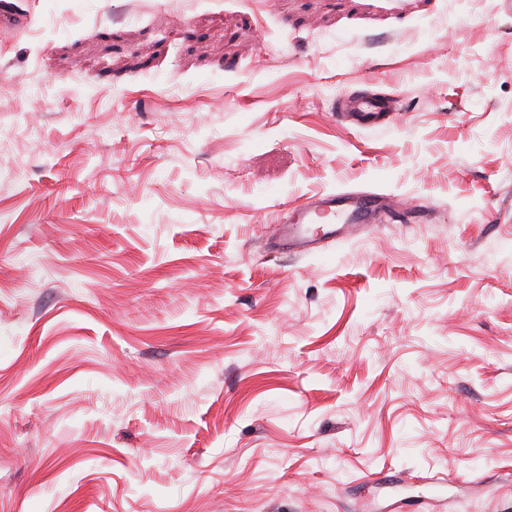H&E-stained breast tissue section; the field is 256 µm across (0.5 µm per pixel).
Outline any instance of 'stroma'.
<instances>
[{
    "instance_id": "stroma-1",
    "label": "stroma",
    "mask_w": 512,
    "mask_h": 512,
    "mask_svg": "<svg viewBox=\"0 0 512 512\" xmlns=\"http://www.w3.org/2000/svg\"><path fill=\"white\" fill-rule=\"evenodd\" d=\"M114 2L0 30V512H512L500 0ZM338 112L345 113V116L356 124L369 126L385 112V106L376 97L356 95L344 100ZM382 202L391 206V199L381 200L375 193L336 192L307 199L290 211L278 209L270 245L297 256L311 254L323 243L345 235L355 225L372 220L382 208ZM310 224L318 225L311 227Z\"/></svg>"
}]
</instances>
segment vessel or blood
Here are the masks:
<instances>
[{
	"label": "vessel or blood",
	"instance_id": "b4317fda",
	"mask_svg": "<svg viewBox=\"0 0 512 512\" xmlns=\"http://www.w3.org/2000/svg\"><path fill=\"white\" fill-rule=\"evenodd\" d=\"M340 112L356 124L375 122L385 106L378 98L356 95L344 100ZM382 200L371 192H336L302 202L289 211L279 212L271 246L297 256L313 253L355 225L368 222L381 209Z\"/></svg>",
	"mask_w": 512,
	"mask_h": 512
}]
</instances>
